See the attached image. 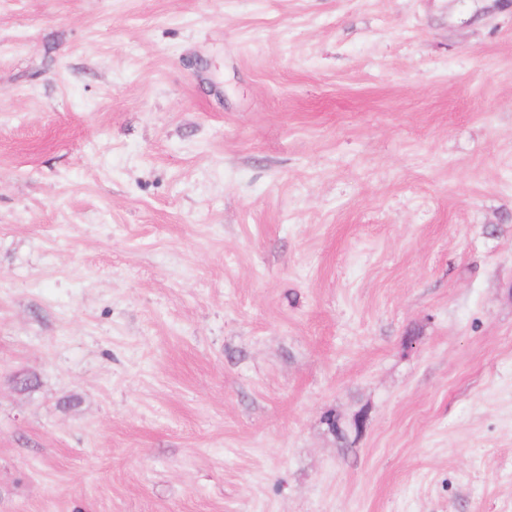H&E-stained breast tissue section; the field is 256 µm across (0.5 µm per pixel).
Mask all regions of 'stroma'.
Segmentation results:
<instances>
[{
  "mask_svg": "<svg viewBox=\"0 0 512 512\" xmlns=\"http://www.w3.org/2000/svg\"><path fill=\"white\" fill-rule=\"evenodd\" d=\"M0 512H512V0H0Z\"/></svg>",
  "mask_w": 512,
  "mask_h": 512,
  "instance_id": "stroma-1",
  "label": "stroma"
}]
</instances>
